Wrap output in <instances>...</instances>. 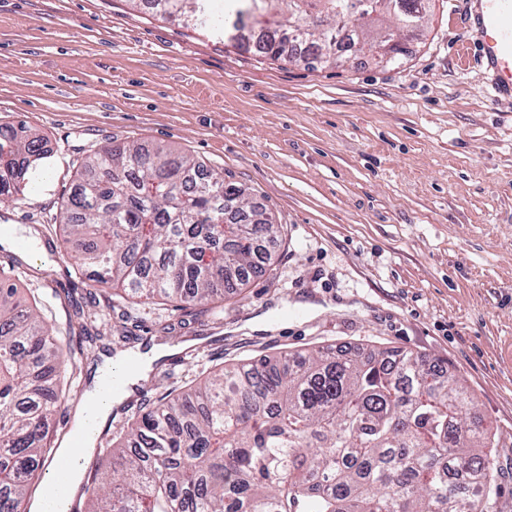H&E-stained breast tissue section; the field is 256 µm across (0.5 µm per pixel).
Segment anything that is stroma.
I'll list each match as a JSON object with an SVG mask.
<instances>
[{"mask_svg": "<svg viewBox=\"0 0 512 512\" xmlns=\"http://www.w3.org/2000/svg\"><path fill=\"white\" fill-rule=\"evenodd\" d=\"M473 0H432L397 66L309 69L256 58L129 0H0V120L38 130L45 176L0 206L31 229L0 265L68 330L81 243L61 247L63 205L91 150L167 145L249 189L284 228L272 271L220 317L174 333L141 310L135 334L189 342L141 388L155 400L201 372L270 352L369 344L455 372L491 429L496 492L512 512V97L485 74ZM265 316L268 326L253 320Z\"/></svg>", "mask_w": 512, "mask_h": 512, "instance_id": "35a3bbf8", "label": "stroma"}]
</instances>
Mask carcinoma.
<instances>
[{
	"label": "carcinoma",
	"mask_w": 512,
	"mask_h": 512,
	"mask_svg": "<svg viewBox=\"0 0 512 512\" xmlns=\"http://www.w3.org/2000/svg\"><path fill=\"white\" fill-rule=\"evenodd\" d=\"M210 29L211 0H130ZM256 56L336 63L340 28L374 47L385 25L421 30L428 0H228ZM48 157L40 133L0 123V204L31 187ZM79 269L143 306L212 312L272 266L280 225L222 172L156 145L114 143L86 156L64 203ZM87 352L112 343L97 289L71 300ZM61 340L0 268V512H30L34 479L58 446ZM94 449L80 512H485L491 437L457 375L399 348L330 345L265 355L209 373L149 408Z\"/></svg>",
	"instance_id": "1"
}]
</instances>
